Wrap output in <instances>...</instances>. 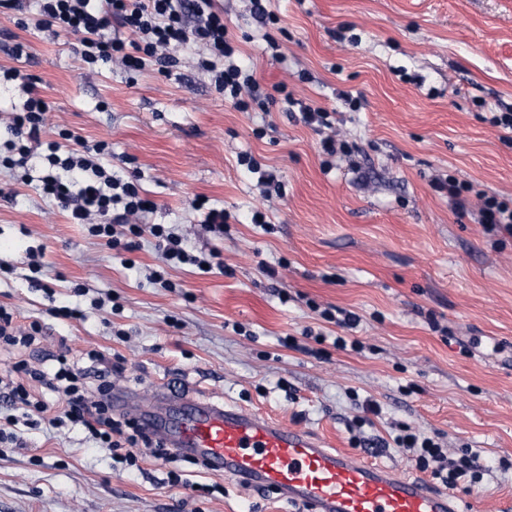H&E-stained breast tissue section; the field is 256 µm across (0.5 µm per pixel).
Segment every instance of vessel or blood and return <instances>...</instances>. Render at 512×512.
I'll return each mask as SVG.
<instances>
[{"mask_svg":"<svg viewBox=\"0 0 512 512\" xmlns=\"http://www.w3.org/2000/svg\"><path fill=\"white\" fill-rule=\"evenodd\" d=\"M140 420L164 447L251 490L276 491L304 512H462L446 490L353 458L302 428L186 390L176 415L146 406Z\"/></svg>","mask_w":512,"mask_h":512,"instance_id":"1","label":"vessel or blood"}]
</instances>
